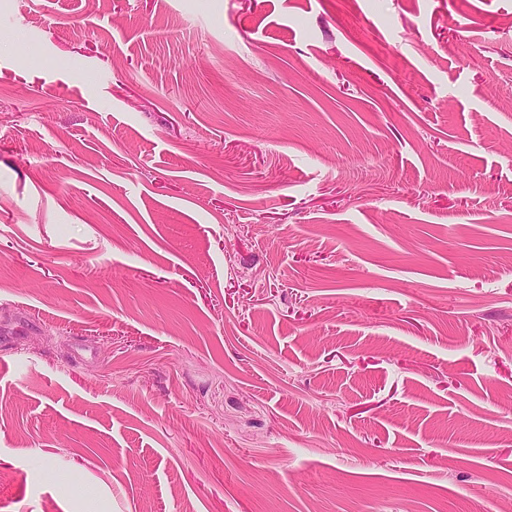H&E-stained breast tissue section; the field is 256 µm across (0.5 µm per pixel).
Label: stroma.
<instances>
[{
  "label": "stroma",
  "instance_id": "obj_1",
  "mask_svg": "<svg viewBox=\"0 0 512 512\" xmlns=\"http://www.w3.org/2000/svg\"><path fill=\"white\" fill-rule=\"evenodd\" d=\"M512 506V0H0V512Z\"/></svg>",
  "mask_w": 512,
  "mask_h": 512
}]
</instances>
